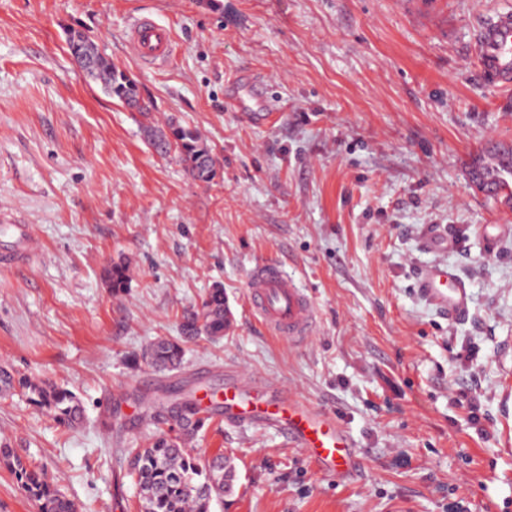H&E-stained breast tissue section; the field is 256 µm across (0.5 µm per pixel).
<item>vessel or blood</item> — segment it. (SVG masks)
I'll use <instances>...</instances> for the list:
<instances>
[{
  "instance_id": "b4317fda",
  "label": "vessel or blood",
  "mask_w": 512,
  "mask_h": 512,
  "mask_svg": "<svg viewBox=\"0 0 512 512\" xmlns=\"http://www.w3.org/2000/svg\"><path fill=\"white\" fill-rule=\"evenodd\" d=\"M482 52L478 58L486 83L512 86V12L498 15L478 32ZM132 53L143 63L160 67L171 57L174 42L170 30L148 16L133 19L129 29ZM260 80L241 77L234 83L228 105L255 125L270 124L274 118L270 102L259 92ZM18 241L26 254L38 245L27 225L7 224L0 228ZM421 293L436 308L458 316L468 309L467 284L444 263L427 267L419 281ZM250 310L271 335L297 344L316 326L313 303L302 288L275 262L256 263L247 278ZM228 420L252 421L275 428L294 447L302 449L317 467L331 475L349 473L355 463L353 444L327 412L301 403L288 388L244 371L227 374L220 398Z\"/></svg>"
}]
</instances>
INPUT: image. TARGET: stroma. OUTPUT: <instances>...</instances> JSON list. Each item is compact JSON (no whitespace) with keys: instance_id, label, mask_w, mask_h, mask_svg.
<instances>
[{"instance_id":"1","label":"stroma","mask_w":512,"mask_h":512,"mask_svg":"<svg viewBox=\"0 0 512 512\" xmlns=\"http://www.w3.org/2000/svg\"><path fill=\"white\" fill-rule=\"evenodd\" d=\"M512 0H0V202L41 249L0 270V365L81 397L68 429L26 396L0 398V446L43 469L80 512H139L116 450L156 431L144 397L221 391L243 368L333 414L355 445L331 476L278 432L214 417L195 454L233 456L213 512H512V202L484 197L472 160L512 141V88L483 82L474 32ZM166 25L160 68L128 47L132 17ZM90 35L168 117L194 128L216 174L156 155L144 119L87 81L66 33ZM250 72L270 125L227 111ZM448 250L427 248L429 231ZM313 300L302 343L248 310L255 262ZM442 260L469 285L448 318L417 292ZM128 267L108 288L104 270ZM221 286L223 338L184 342L168 374L139 362L180 338L186 309ZM478 396L479 426L460 392ZM111 415L112 427L98 422Z\"/></svg>"}]
</instances>
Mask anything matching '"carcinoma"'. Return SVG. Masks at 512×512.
Segmentation results:
<instances>
[{
	"instance_id": "carcinoma-1",
	"label": "carcinoma",
	"mask_w": 512,
	"mask_h": 512,
	"mask_svg": "<svg viewBox=\"0 0 512 512\" xmlns=\"http://www.w3.org/2000/svg\"><path fill=\"white\" fill-rule=\"evenodd\" d=\"M68 41L79 46L76 62L89 80L101 83L107 94L119 99L129 109L147 119L151 117L152 101L142 96L133 80L112 66L88 36L73 31ZM143 130L148 143L158 154L177 155L193 179L207 182L214 177L216 159L195 131L173 122L168 123L165 130L151 123L144 125ZM499 152L500 144L497 143L487 153L475 157L470 175L477 188L490 180L502 196L511 199L512 154L501 159L493 170L485 166L486 158ZM107 280L109 287L115 290L126 287L125 265L113 264L107 271ZM228 313L224 289L213 288L200 304L184 312L182 335L187 339L197 336L219 338L229 327ZM183 356L182 345L167 339L152 343L142 352L145 364L158 372L177 368ZM16 390L64 426H73L83 418L82 403L68 388L27 375L17 378L1 366L0 394ZM221 414V407L204 408L193 395L185 394L176 406L167 405L153 412V419L161 425L156 434L142 443L133 442L120 449L134 458L130 462L131 476L138 486L141 512H212L213 503L224 496V454L217 453L203 460L188 449L187 444L209 421ZM171 424L177 428L174 437L163 429ZM14 474L22 490L37 503L38 512H78L74 501L56 488L44 471L29 469L18 461Z\"/></svg>"
}]
</instances>
